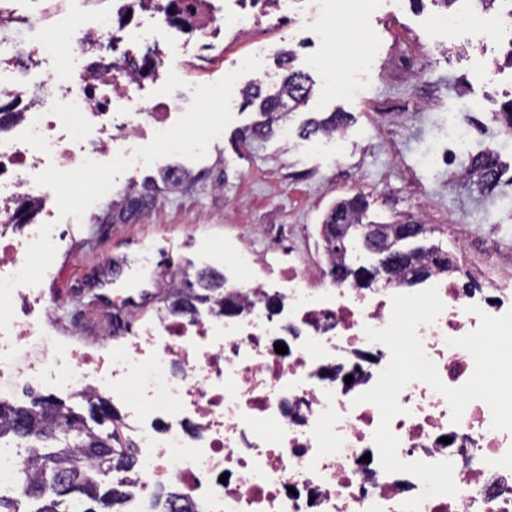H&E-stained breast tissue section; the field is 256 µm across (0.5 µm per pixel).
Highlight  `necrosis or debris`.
<instances>
[{
    "instance_id": "necrosis-or-debris-1",
    "label": "necrosis or debris",
    "mask_w": 512,
    "mask_h": 512,
    "mask_svg": "<svg viewBox=\"0 0 512 512\" xmlns=\"http://www.w3.org/2000/svg\"><path fill=\"white\" fill-rule=\"evenodd\" d=\"M497 2L483 16L479 43L512 56V0ZM12 23L0 13V94L26 95L28 109L0 138V402L34 390L119 403L137 456L122 479L123 512H173L158 504L173 485L194 512H400L421 496L418 478L382 469L373 441L379 410L354 402L391 358L366 330L388 324L391 298L404 286L328 283L292 260L260 277L238 240L224 248L235 271L236 316L162 314L136 327L128 293L121 301L129 315L115 326L127 343L96 353L63 346L42 325V279L28 272L25 257L51 256L65 239L47 182L81 174L107 196L120 167L129 174L122 190L132 193L152 145L166 144L184 116L160 111L143 95L132 48L86 61L88 48L110 40L108 14L68 20L72 59L64 79L51 67L52 28L42 27L26 48L9 34ZM432 286L444 309L417 333L441 381L455 388L474 369L471 354L449 344L479 325L467 306L500 316L512 310V295L494 282L464 283L444 272L419 284ZM278 343L286 353H276ZM398 402L404 413L391 428L399 458L452 462L458 489L423 498L419 512H512V432L492 429L485 402H471L457 424L446 399L425 382L406 385ZM35 471L30 448L0 439V498H18Z\"/></svg>"
}]
</instances>
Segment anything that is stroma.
<instances>
[{"mask_svg":"<svg viewBox=\"0 0 512 512\" xmlns=\"http://www.w3.org/2000/svg\"><path fill=\"white\" fill-rule=\"evenodd\" d=\"M60 2L59 26L71 14L104 12L123 37L149 20L135 4L117 15L113 0ZM324 8L325 25L303 12L294 28L271 30L272 53L256 70L246 64L249 39L223 37L216 50L182 57L185 79L167 82V49L152 46L156 65L143 79L146 94L176 99L199 122L180 128L175 145L138 174L147 214L128 212L120 191L96 196L91 182L78 177L48 184L59 221L80 202L89 213L84 223L69 224L51 263L38 256L28 262L32 274L46 276L48 325L68 344L102 346L109 310L93 289L104 280L117 289L137 285L144 264L138 243L172 257L170 267L153 275V300L141 312L150 319L157 308H169L170 284L223 270L225 241L244 239L256 255L279 240L293 241L302 261L315 262L328 212L356 195L367 202V222L427 225L428 243L453 257L466 242L472 271L486 275L512 261V190L503 185L484 195L461 175L468 155L492 149L504 165V184L512 180V135L494 120L512 99V62L471 45L467 30L446 41L436 27L445 13L437 0H357L352 8L326 0ZM372 43L379 53L368 68H358L356 57ZM282 49L294 51L292 67L311 75L313 91L287 127L254 138L251 129L262 116L257 107H243L239 89L247 82L279 84L285 71L275 53ZM334 112L348 115L343 131L301 136L307 119ZM458 123L471 133L467 153L459 155L451 141Z\"/></svg>","mask_w":512,"mask_h":512,"instance_id":"obj_1","label":"stroma"}]
</instances>
